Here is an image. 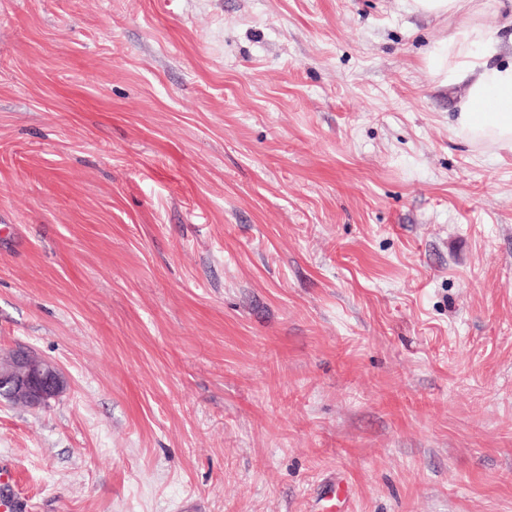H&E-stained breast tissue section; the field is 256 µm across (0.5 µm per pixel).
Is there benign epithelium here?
Listing matches in <instances>:
<instances>
[{
	"mask_svg": "<svg viewBox=\"0 0 512 512\" xmlns=\"http://www.w3.org/2000/svg\"><path fill=\"white\" fill-rule=\"evenodd\" d=\"M65 387V378L54 363L19 349L0 358V401L28 408L47 406Z\"/></svg>",
	"mask_w": 512,
	"mask_h": 512,
	"instance_id": "benign-epithelium-1",
	"label": "benign epithelium"
}]
</instances>
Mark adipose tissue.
Returning <instances> with one entry per match:
<instances>
[{
	"label": "adipose tissue",
	"mask_w": 512,
	"mask_h": 512,
	"mask_svg": "<svg viewBox=\"0 0 512 512\" xmlns=\"http://www.w3.org/2000/svg\"><path fill=\"white\" fill-rule=\"evenodd\" d=\"M413 14L450 23L424 57L434 82L464 86L451 131L475 147L512 154V5L504 0H405ZM499 16L487 27V10Z\"/></svg>",
	"instance_id": "ef3b65f1"
}]
</instances>
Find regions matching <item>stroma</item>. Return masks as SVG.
I'll return each instance as SVG.
<instances>
[{"instance_id": "35a3bbf8", "label": "stroma", "mask_w": 512, "mask_h": 512, "mask_svg": "<svg viewBox=\"0 0 512 512\" xmlns=\"http://www.w3.org/2000/svg\"><path fill=\"white\" fill-rule=\"evenodd\" d=\"M405 0H0L14 512H512V154ZM65 382L57 365L30 351L19 349L0 358V401L45 407L62 393Z\"/></svg>"}]
</instances>
